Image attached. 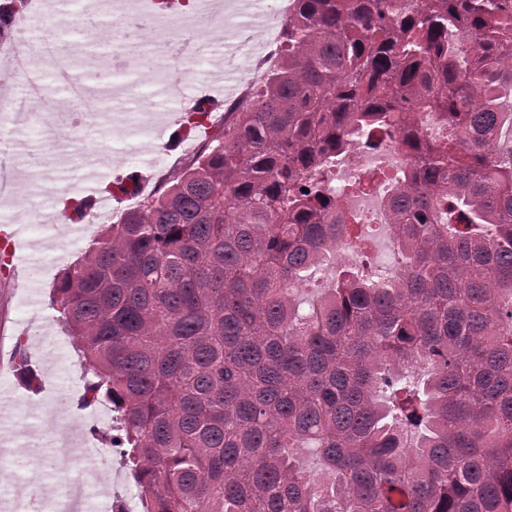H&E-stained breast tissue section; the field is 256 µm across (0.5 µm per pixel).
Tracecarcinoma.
<instances>
[{
    "mask_svg": "<svg viewBox=\"0 0 512 512\" xmlns=\"http://www.w3.org/2000/svg\"><path fill=\"white\" fill-rule=\"evenodd\" d=\"M278 54L52 288L80 403L114 412L94 434L142 512H512V0H292ZM360 139L407 158L398 269L305 301L362 250L330 203ZM347 253L351 254L354 257V262L351 265H346V267H345V265H341V264H338L336 266H335V264L329 265L328 266L329 268L326 271L325 270L320 271L319 273H317L315 275L311 287L306 288L304 290V292H301V294L303 293V296L306 298L307 296L310 297L314 293L317 294V292H321L322 289H324V288H330L331 285H333V283H334L335 270H336V278H337V275L339 274V272L341 270H343L344 268H348V266L352 267L355 264V254H353L351 252H347ZM332 266H333V268H332Z\"/></svg>",
    "mask_w": 512,
    "mask_h": 512,
    "instance_id": "carcinoma-1",
    "label": "carcinoma"
}]
</instances>
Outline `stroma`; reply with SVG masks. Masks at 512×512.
Instances as JSON below:
<instances>
[{
  "mask_svg": "<svg viewBox=\"0 0 512 512\" xmlns=\"http://www.w3.org/2000/svg\"><path fill=\"white\" fill-rule=\"evenodd\" d=\"M208 19H200L194 0L184 7L183 32L194 36L195 48L185 67L191 73L187 92L203 89L207 70L227 60L229 78L236 90L254 86L261 79L254 61L266 48V39H279L284 18H277L266 37H249L238 31L243 22L244 0H219ZM161 22L148 25L144 41H113L111 45L83 39L82 48L93 60L96 72L114 71L119 81L132 83L154 77L167 55L160 44ZM173 107L164 95H156L151 112H144L134 97L112 100L109 111L85 114L54 111L26 113L0 120V138L16 153V182L23 189L11 206L16 223L22 224V242L28 243V264H12L0 270V418L17 436L14 455H0V500L11 497L14 486H26L30 495L41 496L48 485H59V467L70 476L95 472L112 496L129 499L138 490L118 456L96 459L88 469L83 457L58 452L61 443L77 442L90 448L96 443L92 427H106L112 413L105 406H81L82 373L74 342L57 320L50 290L55 278L71 266L96 237L101 226L93 214L82 220L85 234L75 233L74 222L62 211L59 199L72 195L78 183L82 159L90 146H98L107 170L113 174L139 175L141 196H149L159 177L184 167L185 149L204 140V133L188 134L180 124H154V114ZM37 374L34 384L17 375L14 358L19 340Z\"/></svg>",
  "mask_w": 512,
  "mask_h": 512,
  "instance_id": "stroma-1",
  "label": "stroma"
}]
</instances>
